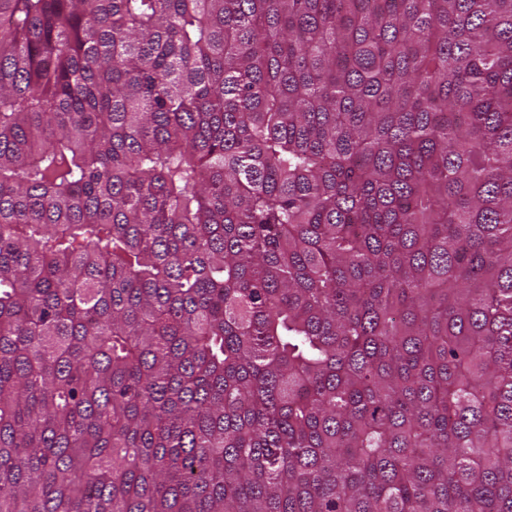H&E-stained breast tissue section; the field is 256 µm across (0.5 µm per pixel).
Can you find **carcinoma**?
Returning a JSON list of instances; mask_svg holds the SVG:
<instances>
[{"instance_id":"1","label":"carcinoma","mask_w":512,"mask_h":512,"mask_svg":"<svg viewBox=\"0 0 512 512\" xmlns=\"http://www.w3.org/2000/svg\"><path fill=\"white\" fill-rule=\"evenodd\" d=\"M0 512H512V0H0Z\"/></svg>"}]
</instances>
